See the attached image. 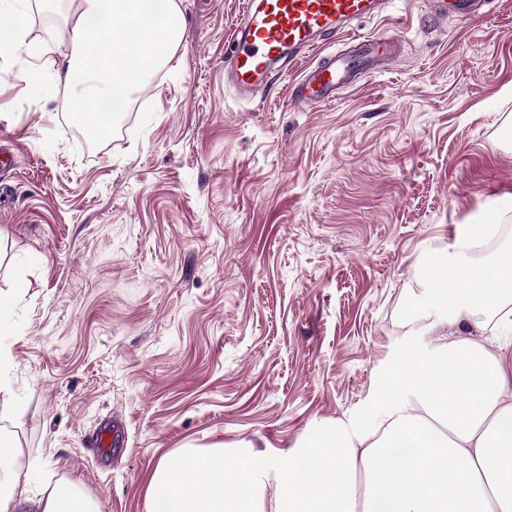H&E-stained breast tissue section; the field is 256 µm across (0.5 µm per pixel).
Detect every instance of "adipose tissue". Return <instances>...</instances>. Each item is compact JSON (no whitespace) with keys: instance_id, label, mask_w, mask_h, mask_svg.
Masks as SVG:
<instances>
[{"instance_id":"1","label":"adipose tissue","mask_w":512,"mask_h":512,"mask_svg":"<svg viewBox=\"0 0 512 512\" xmlns=\"http://www.w3.org/2000/svg\"><path fill=\"white\" fill-rule=\"evenodd\" d=\"M146 0H77L70 29L76 55L47 57L71 93L74 117L111 126V106L133 88L184 34L175 0H166L160 27L127 31ZM492 276L450 263L433 268L432 287H453L457 321L475 308L499 313L512 331V258ZM409 368L382 372L387 388L369 405L378 428L338 420L327 432L303 436L287 461L248 450L192 449L177 464L161 462L149 489L150 512H264L258 494L275 479L274 512H512V352L491 354L466 340L437 351L409 346ZM0 512H97L96 503L64 483L30 499L18 477L0 478Z\"/></svg>"}]
</instances>
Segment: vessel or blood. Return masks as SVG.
I'll return each mask as SVG.
<instances>
[{
    "mask_svg": "<svg viewBox=\"0 0 512 512\" xmlns=\"http://www.w3.org/2000/svg\"><path fill=\"white\" fill-rule=\"evenodd\" d=\"M390 0H246L232 34L233 50L224 61V79L239 96L255 97L266 90L271 75L294 74L292 101L312 107L335 102L344 90L368 74L391 65L399 54L393 35L353 37L354 22L386 13ZM490 0H428L434 22L448 17L481 16ZM347 35V49L325 52L328 41ZM318 66L307 63L316 50Z\"/></svg>",
    "mask_w": 512,
    "mask_h": 512,
    "instance_id": "b4317fda",
    "label": "vessel or blood"
}]
</instances>
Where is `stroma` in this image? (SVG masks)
I'll list each match as a JSON object with an SVG mask.
<instances>
[{
    "mask_svg": "<svg viewBox=\"0 0 512 512\" xmlns=\"http://www.w3.org/2000/svg\"><path fill=\"white\" fill-rule=\"evenodd\" d=\"M185 33L95 144L34 49L71 54L74 4L39 0L0 52V436L32 494L71 482L99 512H148L160 460L290 451L364 415L382 370L466 337L512 342L495 313L456 323L440 262L512 252V0L431 25L393 0L357 34L399 60L336 103L273 78L224 86L243 0H177ZM508 225L481 255L457 228ZM123 428L109 457L85 443Z\"/></svg>",
    "mask_w": 512,
    "mask_h": 512,
    "instance_id": "1",
    "label": "stroma"
}]
</instances>
